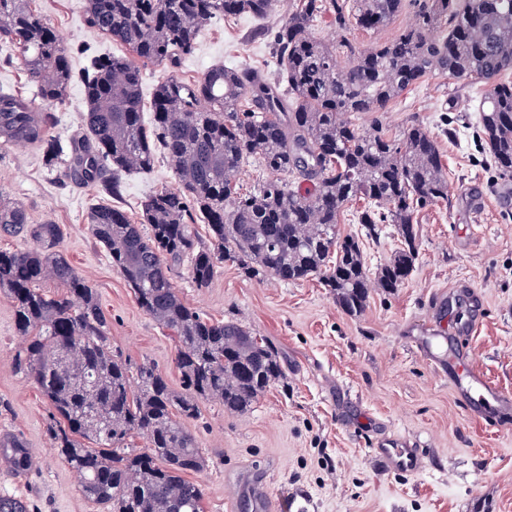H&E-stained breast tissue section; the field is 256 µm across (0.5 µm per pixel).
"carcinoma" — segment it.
<instances>
[{"label": "carcinoma", "instance_id": "carcinoma-1", "mask_svg": "<svg viewBox=\"0 0 512 512\" xmlns=\"http://www.w3.org/2000/svg\"><path fill=\"white\" fill-rule=\"evenodd\" d=\"M32 0H0V43L14 49L47 106L63 101L74 78L57 32ZM278 0H87L89 23L142 63L167 69L153 92L154 120L141 112L142 73L125 56H93L79 73L83 131L68 140L63 176L112 199L121 175L148 172L162 147L177 186L155 192L140 222L111 204L88 216V231L124 277L138 306L177 338L180 389L155 365L136 367L112 350L99 295L57 249V224H31L25 208L0 197V232L25 234L34 249L0 250V291L13 302L23 346L16 368L34 379L49 405L47 430L87 499L110 512H203L204 491L188 475L205 458L186 422L202 400L244 415L284 377L275 352L233 321L187 305L171 282L188 264L205 288L232 261L252 277L322 280L339 306L361 312L369 289L390 293L418 257L415 215L448 202V174L436 140L419 125L402 138L352 117L384 112L433 73L490 84L475 107L495 167L512 173V0H418L413 22L395 38L361 48L345 33L375 31L406 0H295L272 29L281 82L217 65L187 81L179 75L216 16L265 18ZM328 16L344 32L336 43L314 33ZM346 58L341 67L338 57ZM48 114L20 94H0V139L33 145L53 165L63 152ZM256 158L270 174L243 192L237 175ZM361 203L359 223L376 238L398 226L403 247L375 274L359 235L341 236L344 209ZM207 224L200 241L196 220ZM52 280L62 291L38 288ZM146 437L136 449L131 439ZM0 457L26 472L32 456L6 434ZM0 512H29L0 495Z\"/></svg>", "mask_w": 512, "mask_h": 512}]
</instances>
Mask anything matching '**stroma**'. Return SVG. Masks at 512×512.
Here are the masks:
<instances>
[{
  "label": "stroma",
  "mask_w": 512,
  "mask_h": 512,
  "mask_svg": "<svg viewBox=\"0 0 512 512\" xmlns=\"http://www.w3.org/2000/svg\"><path fill=\"white\" fill-rule=\"evenodd\" d=\"M86 2L33 0L77 70L91 56L127 52L89 25ZM271 25L248 14L214 18L184 60L183 77H201L221 64L276 79L266 36ZM0 88L48 108L49 133L60 143L80 132V81H72L63 102L44 106L20 57L0 45ZM486 90L470 78L433 74L386 111L355 116L361 126L381 123L394 139L410 126L425 128L443 156L449 186L448 204L416 216L411 276L392 293L371 292L363 312L340 308L315 277L296 283L249 278L228 261L208 287L198 288L187 267L174 269L171 282L191 307L265 337L285 371L248 414L231 415L204 401L198 418L188 421L206 457L193 476L204 489L205 512H229L241 476L251 471L267 473L272 512H289L297 496L310 502V512H512V429L471 418L447 377L412 342L423 325L443 319L436 297L474 290L482 319L467 343L478 368L512 392V194H497L512 191V175L493 166L475 122L473 107ZM62 170L45 166L36 147L0 145V196L23 205L32 223L60 225L58 248L98 291L113 350L153 363L179 388L175 338L140 309L88 232V213L100 201L96 188L74 184ZM121 181V205L135 222L150 195L176 185L161 160L151 172ZM19 346L13 303L0 293V434L22 438L34 458L21 475L0 464V494L27 499L35 512H100L50 445L48 403L15 369ZM380 433L420 445L423 469L382 472L370 452Z\"/></svg>",
  "instance_id": "1"
}]
</instances>
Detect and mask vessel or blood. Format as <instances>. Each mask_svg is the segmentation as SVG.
Masks as SVG:
<instances>
[{
	"mask_svg": "<svg viewBox=\"0 0 512 512\" xmlns=\"http://www.w3.org/2000/svg\"><path fill=\"white\" fill-rule=\"evenodd\" d=\"M478 323L479 317L473 313L464 319H449L447 335L425 329L416 345L444 372L469 415L486 425L495 426L512 417V394L492 383L472 364L469 353L464 350L467 335L474 331ZM373 454L383 471L388 473L414 474L424 466L422 449L400 438L381 437L374 444ZM241 485L250 512H268L269 496L264 477L244 475Z\"/></svg>",
	"mask_w": 512,
	"mask_h": 512,
	"instance_id": "b4317fda",
	"label": "vessel or blood"
}]
</instances>
